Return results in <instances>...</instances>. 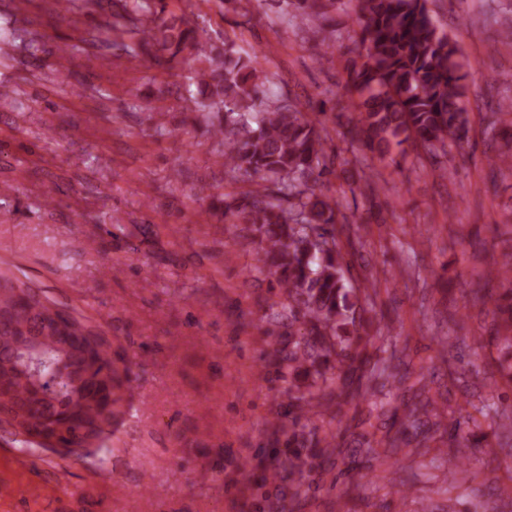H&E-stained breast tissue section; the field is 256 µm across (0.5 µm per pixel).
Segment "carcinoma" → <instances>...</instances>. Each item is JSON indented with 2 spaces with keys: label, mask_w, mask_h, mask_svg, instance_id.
Here are the masks:
<instances>
[{
  "label": "carcinoma",
  "mask_w": 512,
  "mask_h": 512,
  "mask_svg": "<svg viewBox=\"0 0 512 512\" xmlns=\"http://www.w3.org/2000/svg\"><path fill=\"white\" fill-rule=\"evenodd\" d=\"M295 16L316 22L315 32L335 25V12L353 13L358 28L349 39L359 49L349 61L345 88L353 97L359 119L343 133L344 140L384 158L406 143L428 151L445 150L468 131L467 73L457 41L436 26L428 0H289ZM92 45L107 48L135 42L155 65L171 72L188 68L189 111L199 112L212 138L223 146L224 166L253 173L260 181L240 195H226L220 208L226 224H245L257 238L255 270L272 278L288 294V316L299 323L297 340L288 351L274 348L269 356L288 374L306 381V392L288 394V444L298 441L296 426L307 420L312 405L333 400L365 399L385 409L379 400L386 387L404 379L389 371L388 362L374 367L365 382L338 385L335 370L359 368L369 362L368 348L385 353V337L367 329L358 316L359 294L377 293L368 278L355 287L345 276L340 237L350 229L338 202L315 193L313 183L329 172L337 159L328 151L326 137L298 104L273 99L262 80L257 54L244 53L235 44L217 42L190 15L168 8V0H118L106 22L97 27ZM486 282L472 289L475 305L495 304L506 315L499 323L496 346L512 359V253L494 260ZM0 314H7L6 330L21 334L37 323L38 346L50 365L64 362L60 336L82 338L91 344L93 373L112 381L111 345L86 319L54 308L23 282L0 272ZM27 389L8 384L0 390V406L29 402L17 422L18 433L28 422L68 411L71 391L52 402L32 401ZM437 418L436 429L453 437L449 447L468 448V439L456 438L458 420L443 422L435 401L407 407L404 430L386 434L380 444L394 452L403 431L426 435L420 414ZM80 418H58L53 432L60 445L98 442L112 416L99 403L87 400ZM488 427L494 435H512V408L494 410Z\"/></svg>",
  "instance_id": "1"
}]
</instances>
